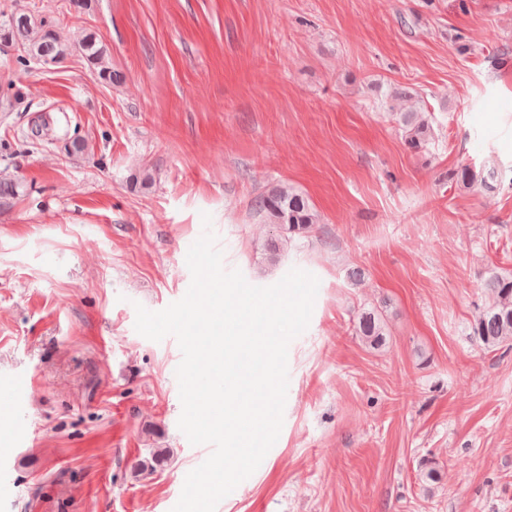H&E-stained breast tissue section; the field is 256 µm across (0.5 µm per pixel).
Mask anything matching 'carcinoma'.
Listing matches in <instances>:
<instances>
[{
  "instance_id": "cac0c4a2",
  "label": "carcinoma",
  "mask_w": 512,
  "mask_h": 512,
  "mask_svg": "<svg viewBox=\"0 0 512 512\" xmlns=\"http://www.w3.org/2000/svg\"><path fill=\"white\" fill-rule=\"evenodd\" d=\"M0 39L22 46L24 54L19 60L24 66L31 61L41 65L58 63L69 50L62 43L53 21L43 17L38 19L27 12L15 14L8 26L0 28ZM77 50L100 80L110 84L122 79L119 72L112 70L107 50L94 34L85 35ZM399 123L405 145L410 150L420 152L428 145L431 129L423 112L416 109L401 112ZM488 177L493 179L496 173H484L468 165L453 173L455 183L465 188L481 184ZM259 207L266 213L268 221L278 227V234L264 245L265 254L272 263L278 261L295 237L311 232L318 223V215L309 198L290 187L261 198ZM482 288L488 294L489 302L473 322L471 335L488 347L512 342V273L492 272L484 279ZM357 333L370 346L380 347L385 343L381 317L373 311L360 316Z\"/></svg>"
}]
</instances>
